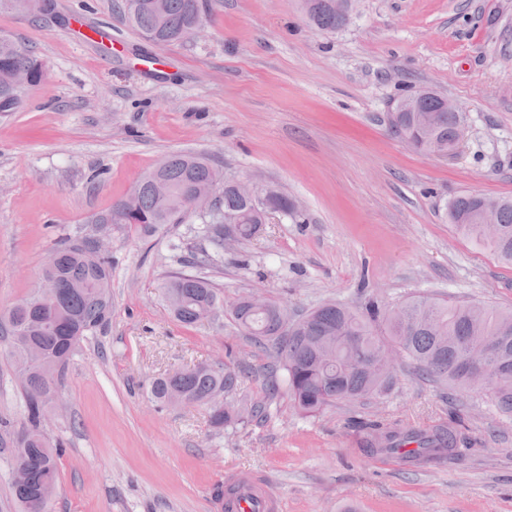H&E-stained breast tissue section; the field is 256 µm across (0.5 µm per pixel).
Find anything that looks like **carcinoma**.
<instances>
[{
  "instance_id": "carcinoma-1",
  "label": "carcinoma",
  "mask_w": 512,
  "mask_h": 512,
  "mask_svg": "<svg viewBox=\"0 0 512 512\" xmlns=\"http://www.w3.org/2000/svg\"><path fill=\"white\" fill-rule=\"evenodd\" d=\"M121 7L131 25L146 39L168 45L179 43L181 31L196 23H207L199 0H123ZM309 22L318 29L333 32L348 24L336 10V0H302ZM28 75L31 85L46 77V67L30 50L10 36H0V116L18 111L24 104L23 91L12 87L14 76ZM422 109L435 116L425 128L411 112H390L389 132L412 140L414 149L446 156L457 146L462 118L443 108V97L425 96ZM158 176L169 187L165 198L155 195L151 174L133 186V200L124 197L95 215L91 223L112 224L117 230H134L146 238L166 224H181L188 217L187 202L200 188L217 189L221 175L210 160L192 153L174 154ZM485 196L461 194L446 206L453 228L475 244L489 249L498 260L512 266V199H497L499 235L488 238L476 212ZM222 212L211 217L208 233L224 237L222 216L235 222L238 237H254L270 213L298 218L295 203L288 195L272 191L260 200L242 198L235 183L226 182L220 192ZM94 238L76 237L60 242L54 249L55 266L41 271L40 283L51 280L60 292L57 306L49 311L30 309L16 302L0 316V329L7 328L9 355L15 370L26 376V426L13 439L12 465L25 470L24 481L12 484L21 512H52L58 487L57 451L50 448L41 430L51 396L57 391L66 368L82 340L108 324L112 314V261L105 255L98 262L88 252ZM162 295L173 317L191 326L216 315L224 306L219 289L207 279L175 273L162 285ZM232 322L255 345L271 351L284 371L283 382L296 408L315 415L343 402L363 403L388 395L394 386L393 373L373 374L371 368L382 352L395 348L413 363L426 380L453 390L468 388L465 371L469 351L488 346L489 359L499 368L497 381L487 393L495 409L512 417V310L482 303H459L425 294L413 295L396 305L376 297L359 308L326 302L295 318L283 313L275 300L254 305L247 296L239 297L229 308ZM242 371L215 369L198 364L179 369L153 380L151 398L170 404L175 395L194 399L209 411L214 428L243 424L265 413L261 404L240 403L217 409L212 395L222 392L230 398L241 385ZM361 440L365 452L395 455L411 465L439 463L456 457L460 430L456 427L414 429L363 425Z\"/></svg>"
}]
</instances>
